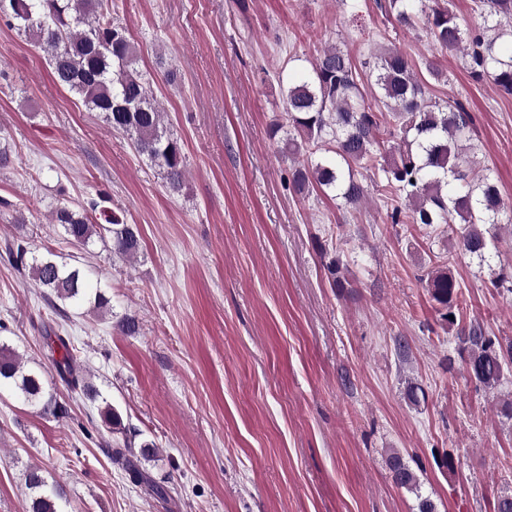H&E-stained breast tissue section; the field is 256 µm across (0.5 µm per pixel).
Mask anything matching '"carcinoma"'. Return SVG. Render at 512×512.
Here are the masks:
<instances>
[{
    "label": "carcinoma",
    "mask_w": 512,
    "mask_h": 512,
    "mask_svg": "<svg viewBox=\"0 0 512 512\" xmlns=\"http://www.w3.org/2000/svg\"><path fill=\"white\" fill-rule=\"evenodd\" d=\"M385 10L404 26L416 25L422 10L418 0H387ZM424 15V14H422ZM429 37L441 50L461 53L463 67L480 80H492L512 95V0H489L485 28H467L445 4H436L424 15ZM0 22L34 38L48 57L58 84L79 95L93 111L101 112L112 128L130 136L133 148L162 170L166 187L178 192L185 182L184 145L173 137L156 105L150 82L136 68L138 52L126 30L112 23L105 0H0ZM494 35L489 36L487 32ZM374 76L375 104L359 90V73L351 54L335 45L322 48L312 72L288 86L284 103L290 134L284 149L297 158L288 173V189L304 193L312 186L328 190L340 206L354 208L366 189L363 171L384 183L389 193L385 219L388 224H457L459 250L480 263L498 255L497 237L485 226L501 223L505 210L500 189L487 173L460 165L463 141L473 132V115L460 103L441 104L426 95L408 54L388 47L364 62ZM107 197L99 195L77 209L63 205L51 213V222L63 227L77 244L93 238L112 240V252L130 261L141 248L136 225L105 210ZM99 212L102 223L93 221ZM12 263L29 272L44 289V296L63 304H79L94 295V308L112 311L100 284L86 270L53 258V253L29 256L23 242L8 248ZM426 289L440 321L457 327L455 344L469 379L494 389L512 364V344L503 345L474 321L458 326L461 287L448 268L427 273ZM47 347L60 377L80 389L91 401L100 397L59 333L47 337ZM10 381L25 400L37 403L44 396L39 374L22 362L9 346L0 344V381ZM109 431L121 429V416L110 403L100 409ZM153 454L144 443L134 451L126 442L113 449L112 460L121 465L135 485L148 483L138 457ZM389 466L394 482L418 491L417 474L395 453ZM28 512H60L56 500L45 494L46 478L39 467H29Z\"/></svg>",
    "instance_id": "cac0c4a2"
}]
</instances>
